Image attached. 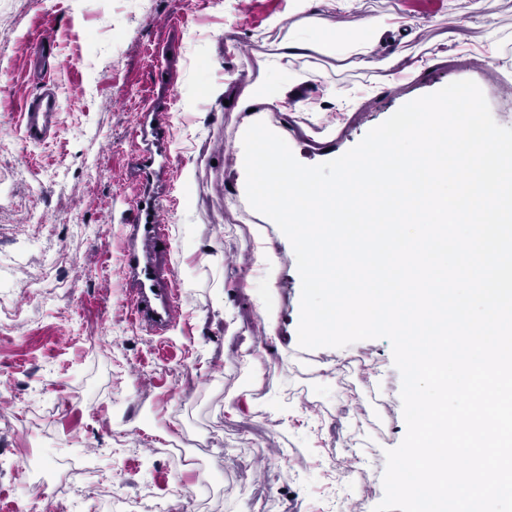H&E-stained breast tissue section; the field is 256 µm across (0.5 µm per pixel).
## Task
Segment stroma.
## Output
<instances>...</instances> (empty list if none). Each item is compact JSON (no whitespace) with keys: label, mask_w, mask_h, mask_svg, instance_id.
<instances>
[{"label":"stroma","mask_w":512,"mask_h":512,"mask_svg":"<svg viewBox=\"0 0 512 512\" xmlns=\"http://www.w3.org/2000/svg\"><path fill=\"white\" fill-rule=\"evenodd\" d=\"M366 16L390 19L378 54L401 53L395 68L313 52L291 67L302 111H249L282 44L349 36ZM48 23L60 124L34 146L19 120ZM0 48V259L24 254L4 273L6 294L36 281L50 296L27 299L0 329V512H103L116 489L199 512L178 487L210 512H339L351 492L354 512H373L385 452L405 435L391 344L299 346L295 254L249 205L239 146L261 121L318 165L459 80L476 82L495 121L512 127V0H349L318 30L295 0H0ZM148 108L171 125L156 191L182 316L162 336L133 322L120 260L138 204L130 129ZM260 247L275 257L272 278L253 272ZM354 355L364 367L346 366ZM117 405L126 446L107 428ZM180 432L203 442L202 470L166 452ZM87 454L99 468L68 495L27 488L28 457L53 470Z\"/></svg>","instance_id":"35a3bbf8"}]
</instances>
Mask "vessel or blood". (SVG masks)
<instances>
[{"mask_svg":"<svg viewBox=\"0 0 512 512\" xmlns=\"http://www.w3.org/2000/svg\"><path fill=\"white\" fill-rule=\"evenodd\" d=\"M60 103L54 85L42 83L31 95L21 114L19 129L30 144H44L55 135L59 125ZM160 209L147 202L136 210L126 225L121 262L129 282L130 307L135 321L164 333L176 316L175 288L160 270L162 259L171 250L170 236L159 221Z\"/></svg>","mask_w":512,"mask_h":512,"instance_id":"b4317fda","label":"vessel or blood"}]
</instances>
